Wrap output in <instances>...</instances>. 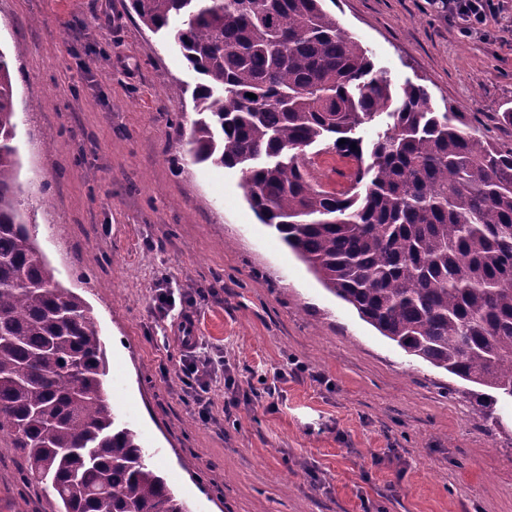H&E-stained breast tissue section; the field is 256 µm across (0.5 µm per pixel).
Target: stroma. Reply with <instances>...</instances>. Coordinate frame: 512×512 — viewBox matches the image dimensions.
Returning a JSON list of instances; mask_svg holds the SVG:
<instances>
[{
	"instance_id": "1",
	"label": "stroma",
	"mask_w": 512,
	"mask_h": 512,
	"mask_svg": "<svg viewBox=\"0 0 512 512\" xmlns=\"http://www.w3.org/2000/svg\"><path fill=\"white\" fill-rule=\"evenodd\" d=\"M325 7L393 85L512 144L493 121L512 108V0L481 36L439 0ZM0 50L20 208L92 309L114 411L190 512H512V404L487 425L461 380L381 336L260 223L240 169L193 161L202 78L130 0H0ZM162 295L211 366L209 417ZM56 509L1 440L0 512Z\"/></svg>"
}]
</instances>
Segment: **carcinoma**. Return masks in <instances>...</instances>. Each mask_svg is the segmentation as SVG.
Returning a JSON list of instances; mask_svg holds the SVG:
<instances>
[{
	"label": "carcinoma",
	"mask_w": 512,
	"mask_h": 512,
	"mask_svg": "<svg viewBox=\"0 0 512 512\" xmlns=\"http://www.w3.org/2000/svg\"><path fill=\"white\" fill-rule=\"evenodd\" d=\"M131 9L170 29L203 78L193 159L240 168L252 210L326 290L407 354L473 385L462 395L498 425L495 405L512 401V145L436 108L420 85L394 87L323 0ZM385 111L392 123L364 144L355 131ZM15 137L0 51V438L60 512H190L112 410L91 309L55 280L20 211ZM315 145L349 149L344 192L310 173Z\"/></svg>",
	"instance_id": "carcinoma-1"
}]
</instances>
